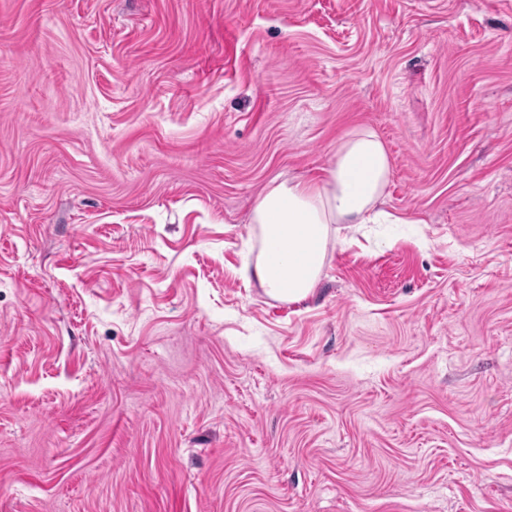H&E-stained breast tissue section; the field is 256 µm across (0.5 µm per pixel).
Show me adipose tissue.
I'll list each match as a JSON object with an SVG mask.
<instances>
[{"mask_svg":"<svg viewBox=\"0 0 512 512\" xmlns=\"http://www.w3.org/2000/svg\"><path fill=\"white\" fill-rule=\"evenodd\" d=\"M391 178L384 142L367 128L348 132L317 182L272 181L253 202L241 274L273 298L306 300L324 267L336 225L388 224L380 204Z\"/></svg>","mask_w":512,"mask_h":512,"instance_id":"obj_1","label":"adipose tissue"}]
</instances>
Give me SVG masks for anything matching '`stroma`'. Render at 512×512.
Here are the masks:
<instances>
[{
    "label": "stroma",
    "instance_id": "1",
    "mask_svg": "<svg viewBox=\"0 0 512 512\" xmlns=\"http://www.w3.org/2000/svg\"><path fill=\"white\" fill-rule=\"evenodd\" d=\"M361 127L396 223L270 298ZM0 512H512V0H0ZM384 142L367 128L348 132L318 182L272 181L253 202L251 239L242 277L288 303L306 300L316 288L327 247L341 227L393 223L378 209L391 178ZM358 224V225H357ZM354 225V227H351Z\"/></svg>",
    "mask_w": 512,
    "mask_h": 512
}]
</instances>
